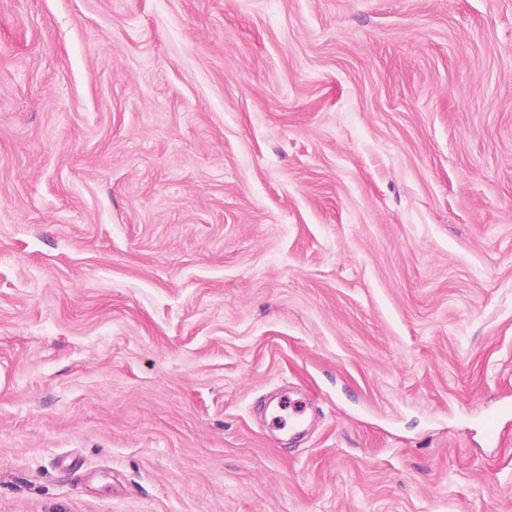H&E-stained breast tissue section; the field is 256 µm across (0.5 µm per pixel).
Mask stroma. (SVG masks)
Returning a JSON list of instances; mask_svg holds the SVG:
<instances>
[{
	"mask_svg": "<svg viewBox=\"0 0 512 512\" xmlns=\"http://www.w3.org/2000/svg\"><path fill=\"white\" fill-rule=\"evenodd\" d=\"M0 512H512V0H0ZM278 402L288 404V408L293 409L298 419L295 423L288 426V422L293 419V416L289 417L288 408L282 405L272 414L271 421H275L284 427L288 426V429L295 434L303 432L308 418L309 408L307 404L298 399L292 400L289 396L285 397L284 400L280 399Z\"/></svg>",
	"mask_w": 512,
	"mask_h": 512,
	"instance_id": "1",
	"label": "stroma"
}]
</instances>
